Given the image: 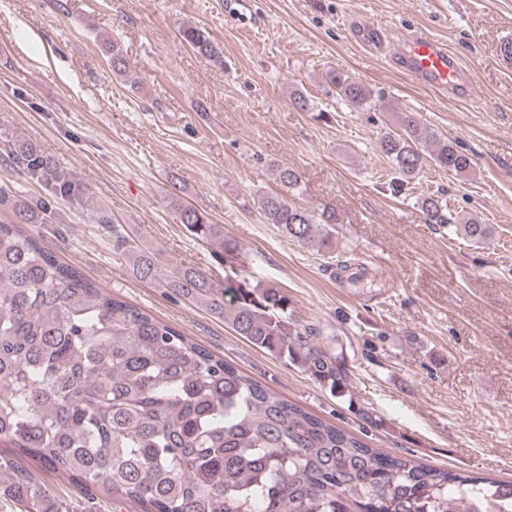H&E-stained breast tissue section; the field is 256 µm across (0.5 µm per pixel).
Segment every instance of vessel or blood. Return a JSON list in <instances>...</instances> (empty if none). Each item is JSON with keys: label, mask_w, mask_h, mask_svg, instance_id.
I'll use <instances>...</instances> for the list:
<instances>
[{"label": "vessel or blood", "mask_w": 512, "mask_h": 512, "mask_svg": "<svg viewBox=\"0 0 512 512\" xmlns=\"http://www.w3.org/2000/svg\"><path fill=\"white\" fill-rule=\"evenodd\" d=\"M392 62L402 74L443 94L463 95L470 83L459 57L441 41L424 34L407 37Z\"/></svg>", "instance_id": "b4317fda"}]
</instances>
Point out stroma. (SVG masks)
<instances>
[{
	"label": "stroma",
	"mask_w": 512,
	"mask_h": 512,
	"mask_svg": "<svg viewBox=\"0 0 512 512\" xmlns=\"http://www.w3.org/2000/svg\"><path fill=\"white\" fill-rule=\"evenodd\" d=\"M63 2L0 0V149L34 141L84 190L57 200L52 223L33 225L43 244L370 447L512 481V72L494 56L512 30V0H239L235 14L225 0ZM186 22L210 33L223 63L181 43ZM367 23L391 52L414 33L446 43L469 71L471 98H442L359 45ZM102 32L120 42L141 89L108 68ZM334 69L382 92L383 109L350 111L326 81ZM296 93L314 111L294 109ZM398 112L459 141L470 171L432 167L393 193L375 147ZM276 165L301 174L290 202L340 215L333 253L263 223L254 199L279 191ZM176 187L240 246L235 267L179 224ZM435 192L489 224V240L425 223L418 200ZM103 212L159 250L168 273L193 264L221 279L233 269L280 288L296 320L337 334L348 393L331 394L205 308L137 278L113 254Z\"/></svg>",
	"instance_id": "obj_1"
}]
</instances>
